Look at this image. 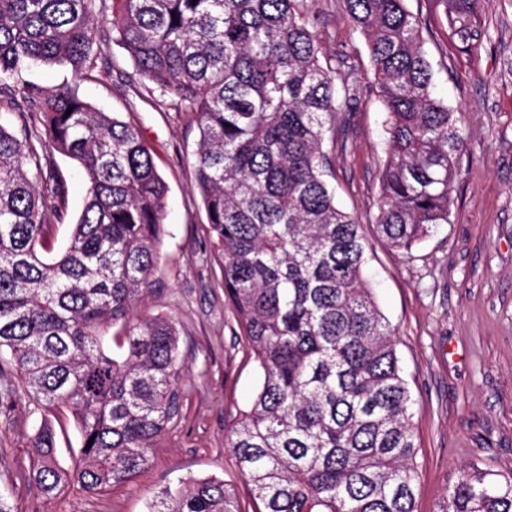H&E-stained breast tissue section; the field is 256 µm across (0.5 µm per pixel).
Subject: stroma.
Segmentation results:
<instances>
[{"label":"stroma","instance_id":"1","mask_svg":"<svg viewBox=\"0 0 512 512\" xmlns=\"http://www.w3.org/2000/svg\"><path fill=\"white\" fill-rule=\"evenodd\" d=\"M406 4L429 29L425 50L435 93L461 113L464 139L449 221L408 251L390 247L373 224L387 114L369 88L365 38L347 21L341 0H318L316 8L331 33L323 41L328 64L346 61L359 70L349 108L327 126L326 139L334 144L329 182L338 207L363 224L365 272L414 400L417 512H436L460 468L512 472V0H473L465 22L479 44L470 50L449 31L439 0ZM101 32L111 78L78 79L61 66L34 67L25 78L39 86H75L84 100L133 121L154 150L169 189L166 234L155 288L137 312L171 317L178 329L185 365L174 382L179 423L132 481L100 493L73 482L49 499L16 476L30 463L35 430L41 419L51 422L58 459L69 469L80 460V434L66 409L32 414L20 403L13 422L0 421V493L14 512H147L148 502L178 479L215 476L234 481L241 512H254L229 438L261 371L224 299L222 265L195 188L199 131L192 114L160 105L158 93L144 87L128 54L112 42L110 26ZM54 160L68 187L65 221L49 228L59 249L83 207L86 183L68 158Z\"/></svg>","mask_w":512,"mask_h":512}]
</instances>
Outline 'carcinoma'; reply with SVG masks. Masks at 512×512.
Masks as SVG:
<instances>
[{"label":"carcinoma","mask_w":512,"mask_h":512,"mask_svg":"<svg viewBox=\"0 0 512 512\" xmlns=\"http://www.w3.org/2000/svg\"><path fill=\"white\" fill-rule=\"evenodd\" d=\"M448 29L473 48L467 0H442ZM366 39L389 151L376 232L409 249L448 223L461 117L433 93L423 24L406 0H343ZM315 0H0V413L67 407L82 458L56 459L42 419L19 479L46 497L72 481L123 485L150 464L178 415L182 368L170 318L133 312L153 285L168 188L133 124L68 84L24 80L35 65L96 79L99 24L153 89L195 117L196 185L224 295L263 380L230 439L259 512H416L420 473L412 400L393 331L364 275L360 221L327 177L326 124L357 69L321 61ZM74 161L88 188L66 248L47 259L66 213L52 162ZM120 357L107 355V329ZM149 512H240L216 477L159 492ZM438 512H512V474L460 470Z\"/></svg>","instance_id":"obj_1"}]
</instances>
